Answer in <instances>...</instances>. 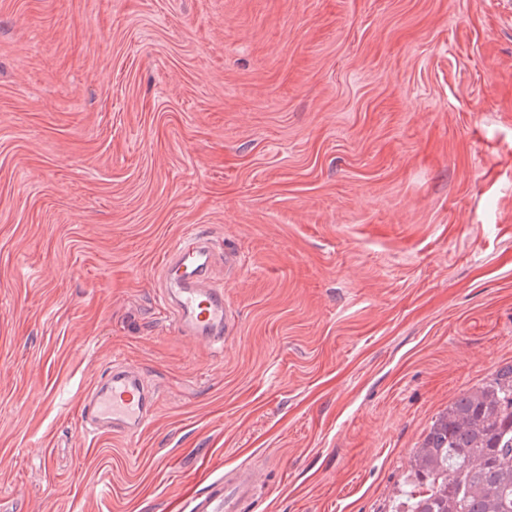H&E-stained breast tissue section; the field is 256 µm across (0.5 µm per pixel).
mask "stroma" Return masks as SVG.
<instances>
[{"label": "stroma", "mask_w": 512, "mask_h": 512, "mask_svg": "<svg viewBox=\"0 0 512 512\" xmlns=\"http://www.w3.org/2000/svg\"><path fill=\"white\" fill-rule=\"evenodd\" d=\"M237 329L179 334L187 228ZM137 439L78 401L113 360ZM512 364V0H0V512H397ZM157 394L140 367L114 360L102 379L85 394V426L97 434L139 436L152 419ZM255 493L252 470L238 469L224 475L220 483H211L206 491L197 495L190 512H244Z\"/></svg>", "instance_id": "stroma-1"}]
</instances>
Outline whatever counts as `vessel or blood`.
I'll list each match as a JSON object with an SVG mask.
<instances>
[{
	"instance_id": "b4317fda",
	"label": "vessel or blood",
	"mask_w": 512,
	"mask_h": 512,
	"mask_svg": "<svg viewBox=\"0 0 512 512\" xmlns=\"http://www.w3.org/2000/svg\"><path fill=\"white\" fill-rule=\"evenodd\" d=\"M221 255L207 236L185 232L171 247L160 269L161 297L170 320L181 334L223 346L234 333L237 319L224 301V287L216 277ZM157 394L140 367L113 361L102 379L85 394L82 416L99 434L139 436L152 419ZM255 493V476L244 468L209 484L194 499L191 512H245Z\"/></svg>"
}]
</instances>
